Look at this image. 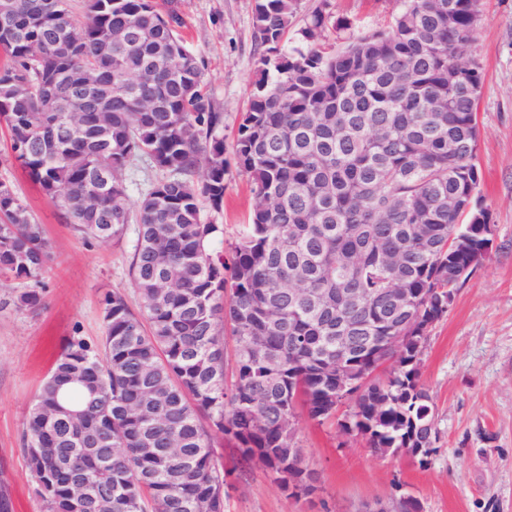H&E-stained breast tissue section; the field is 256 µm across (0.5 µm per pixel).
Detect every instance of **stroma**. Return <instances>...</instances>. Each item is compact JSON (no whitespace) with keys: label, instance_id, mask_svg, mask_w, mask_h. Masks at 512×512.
Masks as SVG:
<instances>
[{"label":"stroma","instance_id":"obj_1","mask_svg":"<svg viewBox=\"0 0 512 512\" xmlns=\"http://www.w3.org/2000/svg\"><path fill=\"white\" fill-rule=\"evenodd\" d=\"M154 2L162 11L175 5L203 81L224 114V144L232 146L260 57L254 0ZM393 8L392 0H330L339 24L328 29V39L340 49L363 32L387 28ZM470 53L483 72L477 163L495 241L429 332L421 375L435 404L438 453L424 468L404 455L380 457L363 440L344 436L336 421L304 417L297 443L318 474L317 490L288 498L262 467L234 475L236 447L219 439L215 451L233 473L225 512H360L365 504L389 506L404 495L418 500L423 512H512V0H482ZM0 179L29 205L51 246L39 307L16 308L18 283L0 276V506L44 512L24 445L29 410L69 337L100 336L106 296L118 291L137 306L129 275L135 235L119 242L77 236L63 207L14 161L1 126ZM225 185L223 212L203 213L224 227L213 244L217 252L230 251L252 203L248 179L232 158Z\"/></svg>","mask_w":512,"mask_h":512}]
</instances>
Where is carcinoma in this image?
Listing matches in <instances>:
<instances>
[{
    "label": "carcinoma",
    "instance_id": "1",
    "mask_svg": "<svg viewBox=\"0 0 512 512\" xmlns=\"http://www.w3.org/2000/svg\"><path fill=\"white\" fill-rule=\"evenodd\" d=\"M9 2L0 123L15 160L84 239L120 241L137 224L139 310L107 296L100 341L71 337L29 412L25 447L47 512H224L231 473L215 435L287 497L313 492L298 408L319 422L336 415L338 336L359 343L342 374L365 380L340 431L382 457L421 448L428 466L440 432L422 358L386 336L446 316L443 299L491 221L474 140L481 67L451 61L475 41L477 0H398L388 30L340 51L325 46L329 0L295 46L284 38L299 0H255L262 53L233 143L254 202L227 257L210 251L223 229L203 219L224 206V113L177 13L85 0L79 21L69 0ZM88 80L105 122L75 128L63 113ZM139 159L159 177L132 205L124 175ZM49 260L43 225L0 181V272L37 285ZM393 285L400 305L385 294ZM340 288L361 303L344 305ZM40 301L35 288L14 298L19 309Z\"/></svg>",
    "mask_w": 512,
    "mask_h": 512
}]
</instances>
